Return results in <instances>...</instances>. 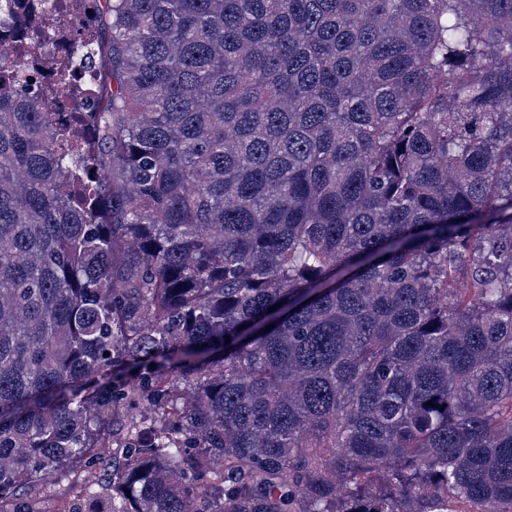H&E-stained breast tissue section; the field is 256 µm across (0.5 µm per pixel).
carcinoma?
<instances>
[{
	"mask_svg": "<svg viewBox=\"0 0 512 512\" xmlns=\"http://www.w3.org/2000/svg\"><path fill=\"white\" fill-rule=\"evenodd\" d=\"M99 2L38 102L0 2V512H512V0ZM71 473L67 479L59 480L54 488V496L46 504L50 510H57L61 508L64 501L72 496L74 487L83 486V480L85 479L84 473H82L80 467H71Z\"/></svg>",
	"mask_w": 512,
	"mask_h": 512,
	"instance_id": "carcinoma-1",
	"label": "carcinoma"
}]
</instances>
